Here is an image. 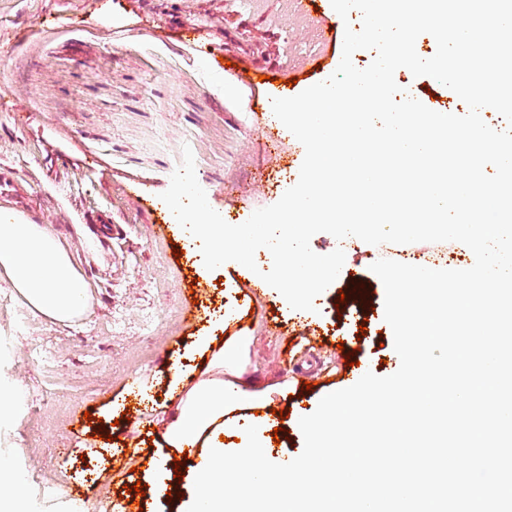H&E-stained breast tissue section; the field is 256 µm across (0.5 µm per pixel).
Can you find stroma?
Wrapping results in <instances>:
<instances>
[{
    "mask_svg": "<svg viewBox=\"0 0 512 512\" xmlns=\"http://www.w3.org/2000/svg\"><path fill=\"white\" fill-rule=\"evenodd\" d=\"M0 0V165L10 166L26 194V211L57 235L90 285L92 308L71 323L32 314L0 281V389L32 396L52 388V417H0V457L26 477L22 512H64L51 488L78 485L86 512L100 494L126 495L143 512H173L167 487L188 501L194 469L167 467L162 436L176 392L199 377L224 335L246 338L242 378L291 410L285 437L267 440L272 460L304 447L294 414H311L322 396L345 388V357L370 372L394 374L400 360L384 319L385 290L370 266L376 246L347 252L337 279L304 317L265 287L251 297V272L229 261L206 269L188 242L163 229L134 188L164 192L190 146L210 206L240 224L276 203L299 176L305 150L263 111L262 76L296 77V91L327 79L341 57L323 48L291 15L287 0ZM205 51L213 85H200L195 52ZM320 57V67L309 60ZM396 83L416 98L462 115L466 105L429 76L398 69ZM65 168L53 171L52 160ZM66 191H58V182ZM123 230L111 252L93 233L101 215ZM182 257H175L174 249ZM205 286L223 318L203 309L183 321L192 281ZM50 345L53 363L30 357ZM298 365L289 371L285 356ZM139 451L135 472L114 476L113 449ZM142 484L144 497L130 493Z\"/></svg>",
    "mask_w": 512,
    "mask_h": 512,
    "instance_id": "stroma-1",
    "label": "stroma"
}]
</instances>
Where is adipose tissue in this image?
<instances>
[{"instance_id":"adipose-tissue-1","label":"adipose tissue","mask_w":512,"mask_h":512,"mask_svg":"<svg viewBox=\"0 0 512 512\" xmlns=\"http://www.w3.org/2000/svg\"><path fill=\"white\" fill-rule=\"evenodd\" d=\"M0 279L29 309L58 323L82 317L92 306L86 280L61 241L41 224L0 213Z\"/></svg>"}]
</instances>
